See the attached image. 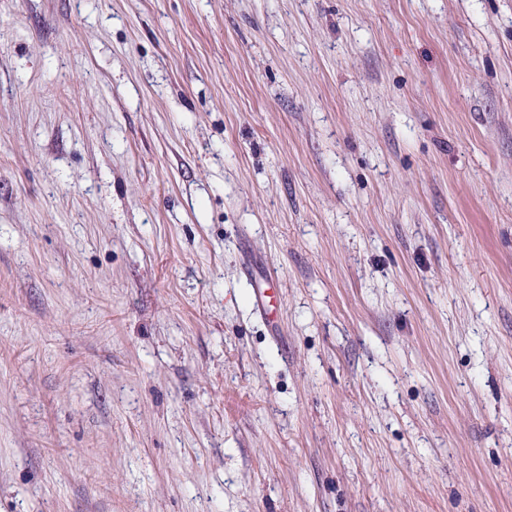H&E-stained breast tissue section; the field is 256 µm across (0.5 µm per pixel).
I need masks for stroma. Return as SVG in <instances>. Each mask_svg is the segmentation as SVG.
<instances>
[{
	"label": "stroma",
	"mask_w": 512,
	"mask_h": 512,
	"mask_svg": "<svg viewBox=\"0 0 512 512\" xmlns=\"http://www.w3.org/2000/svg\"><path fill=\"white\" fill-rule=\"evenodd\" d=\"M0 512H512V0H0Z\"/></svg>",
	"instance_id": "stroma-1"
}]
</instances>
